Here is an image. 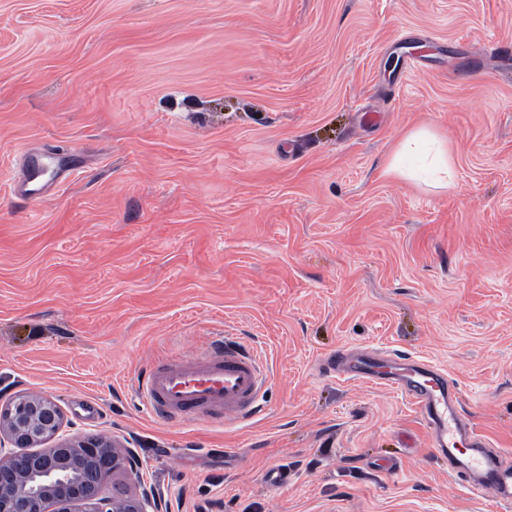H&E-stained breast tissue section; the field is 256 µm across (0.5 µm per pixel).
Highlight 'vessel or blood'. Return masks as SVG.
Here are the masks:
<instances>
[{"instance_id": "b4317fda", "label": "vessel or blood", "mask_w": 512, "mask_h": 512, "mask_svg": "<svg viewBox=\"0 0 512 512\" xmlns=\"http://www.w3.org/2000/svg\"><path fill=\"white\" fill-rule=\"evenodd\" d=\"M41 176V155L28 154L20 194L44 196L47 185ZM335 369L411 397L431 446L448 461L449 477L475 495L512 503V460L488 448L485 438L462 422L458 388L439 367L398 354L367 353L338 357ZM267 379L259 351L219 339L206 352L158 361L138 379L137 392L156 415L172 423L197 417L244 422L261 415Z\"/></svg>"}]
</instances>
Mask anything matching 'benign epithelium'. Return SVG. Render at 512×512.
Wrapping results in <instances>:
<instances>
[{"label": "benign epithelium", "instance_id": "7a95c632", "mask_svg": "<svg viewBox=\"0 0 512 512\" xmlns=\"http://www.w3.org/2000/svg\"><path fill=\"white\" fill-rule=\"evenodd\" d=\"M65 424L48 396L21 394L0 404V512H163L151 488L102 495L111 474L138 472L139 457L107 437L61 438Z\"/></svg>", "mask_w": 512, "mask_h": 512}]
</instances>
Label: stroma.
Wrapping results in <instances>:
<instances>
[{"instance_id":"35a3bbf8","label":"stroma","mask_w":512,"mask_h":512,"mask_svg":"<svg viewBox=\"0 0 512 512\" xmlns=\"http://www.w3.org/2000/svg\"><path fill=\"white\" fill-rule=\"evenodd\" d=\"M508 44L512 0H0V397L133 448L108 490L167 512H508L408 398L328 368L431 361L512 455ZM422 125L449 189L386 171ZM221 335L262 353L264 415H151L136 380ZM42 157L39 154H28L24 164L23 178L19 183V192L26 198L36 199L43 197L49 189L41 181Z\"/></svg>"}]
</instances>
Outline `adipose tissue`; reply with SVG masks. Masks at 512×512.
Here are the masks:
<instances>
[{
    "instance_id": "1",
    "label": "adipose tissue",
    "mask_w": 512,
    "mask_h": 512,
    "mask_svg": "<svg viewBox=\"0 0 512 512\" xmlns=\"http://www.w3.org/2000/svg\"><path fill=\"white\" fill-rule=\"evenodd\" d=\"M387 171L409 180L419 179L425 173L431 186L442 189L453 185L455 175L445 140L426 126L412 130L400 141Z\"/></svg>"
}]
</instances>
